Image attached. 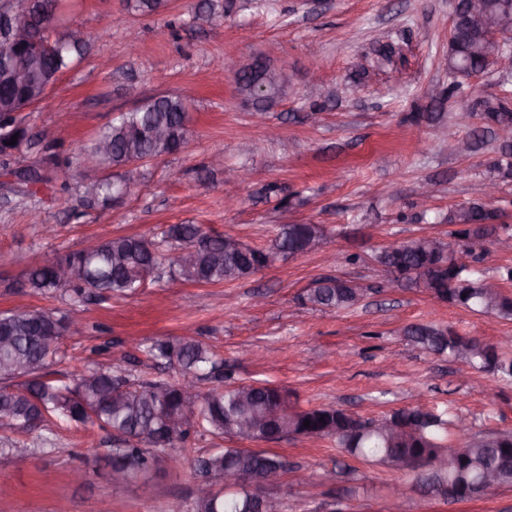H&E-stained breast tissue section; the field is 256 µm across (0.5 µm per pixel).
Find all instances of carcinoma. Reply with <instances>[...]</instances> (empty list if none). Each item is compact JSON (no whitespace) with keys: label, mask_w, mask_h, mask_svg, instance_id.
<instances>
[{"label":"carcinoma","mask_w":512,"mask_h":512,"mask_svg":"<svg viewBox=\"0 0 512 512\" xmlns=\"http://www.w3.org/2000/svg\"><path fill=\"white\" fill-rule=\"evenodd\" d=\"M459 55L445 58L448 72H453L462 58L472 68L486 67L487 53L480 39L477 25L462 29L454 35ZM82 45L71 51L55 52L43 62L52 71L66 70L75 57L81 56ZM262 81L270 97L280 91V80L273 72L262 73L245 67L237 76L239 89L248 91ZM20 93L16 87L0 85V119L16 122L14 116L2 111L9 101ZM469 112L485 125L512 133V108L497 97L471 101ZM188 106L181 97H162L145 102L139 108L121 114L100 137L110 140L105 154H95L101 162L115 168L131 165L133 161L158 158L179 149L186 141L185 127ZM162 126L167 131L163 146L151 138V131ZM129 184L130 177L116 175L99 183L96 197L108 201L112 186ZM490 216L482 203L448 213V223L457 226L455 235H489ZM322 232L315 224H281L267 249L248 245L236 252L224 250V235L206 231L200 224H170L155 241L138 236H116L101 239L95 245L66 254L75 281L61 286L54 279L53 267L46 264L28 271V287L35 293L68 292L82 300L89 296H128L144 284L142 272L158 264L160 249L167 244L177 250H192V262L181 263L175 257L178 280L183 283L221 284L246 278L268 266L276 254L305 253L320 243ZM408 248L383 249L376 257L387 271L405 274L404 283L422 287L435 297L451 305L467 308L481 314H490L502 320H512V294L503 290L495 296L486 295L487 278L474 277L475 270L464 266L444 265L443 253L448 245L438 242V250L425 248L419 239L411 240ZM423 271L424 280L413 273ZM357 285L349 279L322 277L306 295V302L320 309L344 310L355 306L361 295ZM63 320L43 310L0 313V366L11 364L16 377L26 380L16 386H0V425L13 429H27L32 418L52 430L55 425H98L103 430H115L119 440L110 448L108 465L114 469L130 470V480L144 479L168 461L165 449L175 441L191 434L212 435L239 440H259L265 433L267 419L275 411L281 412L282 427L307 437L316 435L331 438L336 445L353 457L400 468L403 458L427 454L440 459V465L428 474H418L424 487L446 493L448 487L464 488V500L487 495L496 488L512 486V432L474 440L464 448L455 449L452 442L463 432L458 423L442 414L432 413L415 431L413 425L418 411L401 409L390 414L398 420L402 432L387 437L376 430H368L356 419L342 415L334 406H319L295 410L284 399L282 390L271 385L257 388L243 398L231 375L224 373V361L205 344L191 338L156 341L146 347V354L157 364L176 365L185 381L215 378L222 385L199 397L195 407L185 416V428L173 433L166 426L172 416L183 412L182 385L162 381L133 383L128 376L112 375L91 370L71 382L47 377L46 368L58 355L61 336L58 326ZM404 335L421 350L440 356L454 357L462 348H470L469 365L479 371L512 378V358L507 359L501 349L481 345L478 338L468 339L439 324L410 325ZM310 421L304 426V421ZM196 469L207 478L223 479L224 469L236 468L247 474H259L283 467L282 457L267 451L251 452L243 448H223L200 456ZM498 474L497 482L484 481L488 472ZM253 499L246 491L199 494L191 503V512H253Z\"/></svg>","instance_id":"1"}]
</instances>
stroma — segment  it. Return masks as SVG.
Wrapping results in <instances>:
<instances>
[{"instance_id":"obj_1","label":"stroma","mask_w":512,"mask_h":512,"mask_svg":"<svg viewBox=\"0 0 512 512\" xmlns=\"http://www.w3.org/2000/svg\"><path fill=\"white\" fill-rule=\"evenodd\" d=\"M448 0H163L152 12L136 0H64V24L85 33L80 58L47 96L22 112L31 166L46 185L10 177L0 156V312L42 309L56 317L82 311L81 332L61 341L53 376L110 366L130 379L180 378L144 352L156 340L205 343L235 382L286 390L292 407L332 405L364 419L409 407L413 392L436 411L461 415L469 439L512 431V379L480 372L407 340L411 324L435 322L470 336H512V321L438 301L415 286L389 285L375 260L393 243L434 235L458 239L449 211L468 205L496 177L500 142L471 137L450 123L453 102L442 60L452 24ZM263 59L284 71L280 97L267 105V125L253 121V101L219 67L225 59ZM184 95L191 101L184 147L138 165L130 193L113 204L85 197L97 177L85 149L115 116L143 98ZM53 128L54 142L40 140ZM224 157L223 168L210 164ZM245 167L238 202L224 203V167ZM497 178V177H496ZM436 183L422 208L415 191ZM171 224H200L245 244L269 247L278 225L315 224L321 248L279 256L229 283L168 286L173 250L161 275L136 295L75 301L23 288L28 260L84 250L101 237L159 236ZM343 258L327 265L324 255ZM357 262H347V255ZM324 275L358 281L362 301L349 310L303 302ZM28 442L26 463L0 457V512H186L202 478L198 456L230 447L228 439L194 435L176 444L178 470L113 490L104 458L109 431L92 425L1 436ZM288 465L275 494L283 512H512V487L485 498L443 501L423 492L414 473L349 456L333 440L288 437L267 443ZM84 479L75 483L73 471Z\"/></svg>"}]
</instances>
